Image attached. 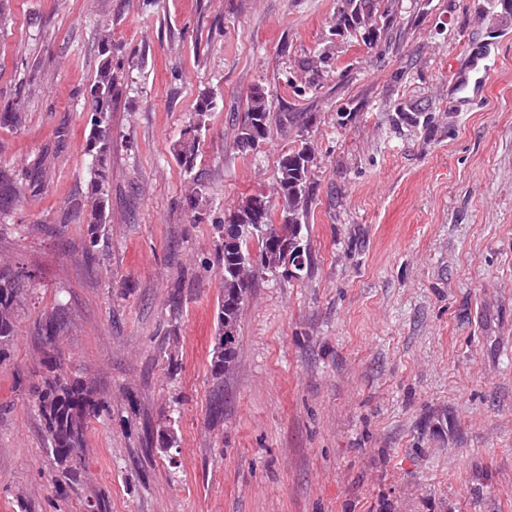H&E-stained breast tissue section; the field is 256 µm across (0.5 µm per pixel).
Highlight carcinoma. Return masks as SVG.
<instances>
[{
    "label": "carcinoma",
    "instance_id": "carcinoma-1",
    "mask_svg": "<svg viewBox=\"0 0 512 512\" xmlns=\"http://www.w3.org/2000/svg\"><path fill=\"white\" fill-rule=\"evenodd\" d=\"M383 0H340L336 12V35L360 38L373 47L381 33L379 19H389V9H381ZM119 77L112 70V58L101 62L91 84V128L87 140L89 162V198L91 204H74L83 216L88 243L84 255L96 259L95 247L107 222L105 188L109 181V161L112 152V103L119 94ZM214 108V98L202 95L192 121L182 130L173 146V155L185 171L193 170L198 158L199 131ZM0 119L19 126L26 121V112L19 102L0 113ZM270 134V112L264 91L255 88L246 96V107L238 124L236 145L248 150L259 146ZM315 161L313 147L299 135V143L288 148L273 173L275 189L281 200L275 210L269 198L256 193L242 201L223 221L214 225L221 240L218 253L224 267L221 301L218 305V337L213 348L210 374L215 391L224 383V365L236 359L238 328L242 306L238 300L247 296L255 283L268 273L281 271V277H294L287 270L283 253L288 238L302 233L301 217L306 215L310 201V174ZM24 192L16 176L0 169V212L23 202ZM208 203V189L196 181L186 197L192 222L198 221L200 205ZM27 289L25 275L9 266H0V362L6 359L16 334L17 306ZM64 306L56 305L51 313L35 325L43 338L41 385L32 389L33 407L44 421L43 442L55 466L53 481L74 483L81 477L86 431L91 421L103 415L112 416V404L102 396L86 377L73 372L60 345L65 330ZM146 439L159 448L173 447L176 442L170 427L164 425L146 433Z\"/></svg>",
    "mask_w": 512,
    "mask_h": 512
}]
</instances>
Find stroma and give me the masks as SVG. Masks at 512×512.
<instances>
[{"mask_svg": "<svg viewBox=\"0 0 512 512\" xmlns=\"http://www.w3.org/2000/svg\"><path fill=\"white\" fill-rule=\"evenodd\" d=\"M338 6L0 0V110L19 98L27 114L0 122V167L46 169L0 215V262L31 276L0 363V512H512V0H394L371 50L334 35ZM107 55L121 90L89 263L69 208L88 197V92ZM257 86L271 134L242 151ZM204 92L216 105L188 173L172 148ZM417 110L429 126L394 129ZM304 118L308 272L252 288L216 417L213 226L274 196ZM196 179L210 203L194 224ZM60 297L68 363L112 402L69 485L30 402L33 326ZM164 422L163 451L144 431Z\"/></svg>", "mask_w": 512, "mask_h": 512, "instance_id": "obj_1", "label": "stroma"}]
</instances>
